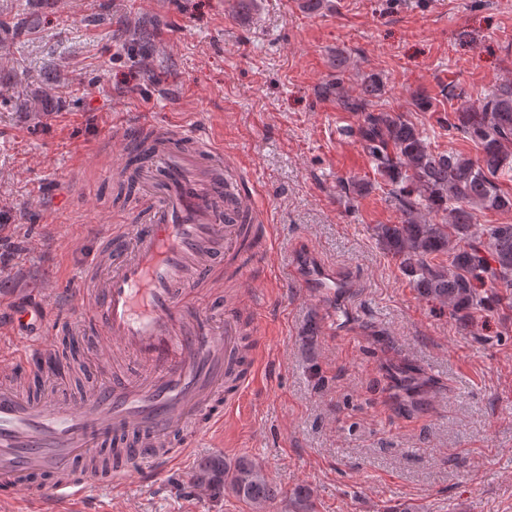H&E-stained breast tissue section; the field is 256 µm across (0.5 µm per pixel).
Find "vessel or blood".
<instances>
[{
    "instance_id": "obj_1",
    "label": "vessel or blood",
    "mask_w": 512,
    "mask_h": 512,
    "mask_svg": "<svg viewBox=\"0 0 512 512\" xmlns=\"http://www.w3.org/2000/svg\"><path fill=\"white\" fill-rule=\"evenodd\" d=\"M141 131L153 153L137 174L138 215L95 256L111 257V274L69 297L71 307L92 305L95 325L112 339V348L98 352L112 377L77 402H35L0 384L1 496L14 497L29 476L41 475L46 482L36 499L82 498L103 474L95 447L123 430L140 438L126 454L127 470L145 479L164 474L182 456L175 438L208 436L245 398L246 380L236 375L238 308H225L219 336L189 297L218 287L215 260L238 251L258 222L257 205L240 193L250 178L202 127L149 124ZM304 272L306 286L317 291L341 285L315 262H305ZM13 325L0 366L20 376L47 358L42 302L17 305Z\"/></svg>"
}]
</instances>
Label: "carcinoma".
<instances>
[{
    "label": "carcinoma",
    "mask_w": 512,
    "mask_h": 512,
    "mask_svg": "<svg viewBox=\"0 0 512 512\" xmlns=\"http://www.w3.org/2000/svg\"><path fill=\"white\" fill-rule=\"evenodd\" d=\"M384 84L374 75L348 94L341 81L327 83L322 93L336 99L357 123L342 129L366 150L375 174L390 187L402 211L397 224L375 227L377 240L398 261L419 294L467 321L489 302L504 318L512 312V224H479L483 211H512V82L499 84L478 100L455 86L448 95L459 101L450 127L479 149L475 158L459 152H436L422 131L403 112L379 108ZM435 212L434 222L425 213ZM58 365L80 364L79 340L62 339ZM192 483L232 495L267 512L278 492L261 466L222 456L199 464Z\"/></svg>",
    "instance_id": "obj_1"
}]
</instances>
